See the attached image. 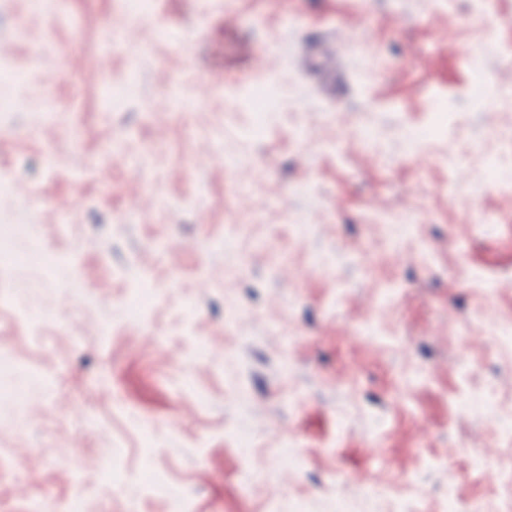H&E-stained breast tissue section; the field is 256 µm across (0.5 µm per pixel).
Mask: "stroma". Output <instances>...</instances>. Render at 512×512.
Masks as SVG:
<instances>
[{
    "mask_svg": "<svg viewBox=\"0 0 512 512\" xmlns=\"http://www.w3.org/2000/svg\"><path fill=\"white\" fill-rule=\"evenodd\" d=\"M122 14H0V512H500L512 0Z\"/></svg>",
    "mask_w": 512,
    "mask_h": 512,
    "instance_id": "obj_1",
    "label": "stroma"
}]
</instances>
